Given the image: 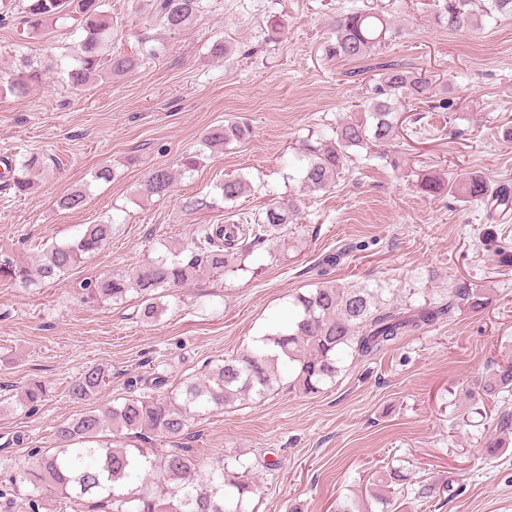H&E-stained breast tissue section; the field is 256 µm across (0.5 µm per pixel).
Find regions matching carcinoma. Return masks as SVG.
<instances>
[{"label":"carcinoma","instance_id":"cac0c4a2","mask_svg":"<svg viewBox=\"0 0 512 512\" xmlns=\"http://www.w3.org/2000/svg\"><path fill=\"white\" fill-rule=\"evenodd\" d=\"M153 2L163 24L174 30L185 27L201 9V0ZM486 2L479 15L471 8L472 0H433L434 21L450 29L478 31L483 15L512 16V0ZM103 6L104 0H16L14 14L33 33L69 12L79 15L77 22L85 36L77 44L76 65L66 71L67 82L75 91L82 90L96 75H122L140 60L138 55L110 52L112 18ZM387 30L384 15L351 7L337 16L325 51L345 60L367 58L381 45ZM42 78L41 66L26 60L9 88L19 91L41 83ZM431 97L432 81L426 74L397 63L381 66L370 95L358 105L359 113L336 126L335 138L304 143L299 161L305 188L311 193L333 188L352 147L393 146L398 129L396 104L406 99L412 104L426 103ZM250 134L248 123L236 121L211 128L204 143L221 149ZM37 166L39 161L34 156L17 165H6L14 195L29 193L31 181L23 171ZM174 180L170 167H154L143 181V194L148 198L164 197ZM416 186L425 195L448 191L475 205L512 207V193L490 190L479 175L450 183L431 172H422L417 174ZM219 190L225 201H235L245 193L246 183L240 178L226 179ZM85 201V193L76 189L61 197L59 205L77 210ZM298 210L297 201L291 200L286 206L271 205L261 222L251 226L224 224L204 229L192 249L169 248L167 254L147 259L127 274L103 275L87 282L85 291L92 300L114 303L125 300L133 291L141 298L138 318L153 322L161 309L158 290L179 288L204 274L231 268L238 250L258 247L273 234L285 232ZM111 235L110 223L86 224L78 237L48 248L33 270L13 258H0V280L28 283L34 274L42 279L60 277L98 251ZM186 250L189 254L184 257ZM487 304L483 289L465 281L450 285L448 297L418 306L385 304L377 288L323 281L295 295L296 316L287 327L263 336L254 348L224 360L204 378L184 381L175 394L127 398L61 423L56 435L65 446L41 455L36 468L21 472L14 485L26 488L31 512L39 509L46 486L69 500L98 498L110 506L111 512H245L244 503L254 492L248 466L225 459L211 472L208 484L195 478L192 450L182 443L190 416L212 407H233L251 397L263 398L281 381L283 368L288 370V388L305 395L316 394L335 381L347 358L373 356L411 332L436 325L456 308L477 312ZM105 377L101 367H88L71 379L68 393L76 401H85L105 384ZM511 386L512 363L497 367L482 389L493 393ZM46 396V385L34 381L25 387L20 404L34 409ZM153 436L168 440L171 448L154 454L138 443H121L123 439L149 441ZM138 481H152L163 493L138 489Z\"/></svg>","mask_w":512,"mask_h":512}]
</instances>
